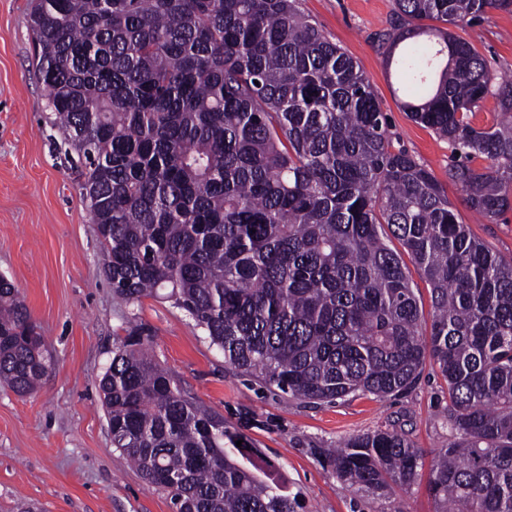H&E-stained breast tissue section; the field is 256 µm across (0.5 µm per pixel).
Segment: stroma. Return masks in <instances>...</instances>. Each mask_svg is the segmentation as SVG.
<instances>
[{"label": "stroma", "instance_id": "stroma-1", "mask_svg": "<svg viewBox=\"0 0 512 512\" xmlns=\"http://www.w3.org/2000/svg\"><path fill=\"white\" fill-rule=\"evenodd\" d=\"M28 8L29 0H0V276L19 289L52 365L31 395L0 386V506L32 501L41 512H172L166 495L113 448L100 397L113 339L133 321L153 329L158 359L187 392L247 437L251 460L296 500V512H436L426 480L378 497L350 488L314 454L356 434L399 428L432 459L449 438L448 384L435 361H425L402 395L308 405L240 376L172 301L113 298L80 193L81 171L46 109ZM298 8L370 81L394 145L442 181L472 236L512 260V212L495 223L473 212L448 179L447 140L402 107L386 65L389 47L380 39L395 0H298ZM474 37L493 71L512 76V14L490 12Z\"/></svg>", "mask_w": 512, "mask_h": 512}]
</instances>
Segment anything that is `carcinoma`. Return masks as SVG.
Wrapping results in <instances>:
<instances>
[{
  "label": "carcinoma",
  "mask_w": 512,
  "mask_h": 512,
  "mask_svg": "<svg viewBox=\"0 0 512 512\" xmlns=\"http://www.w3.org/2000/svg\"><path fill=\"white\" fill-rule=\"evenodd\" d=\"M492 10L512 0H396L383 37L415 82L405 110L448 140V178L490 222L512 211V79L431 22L466 29ZM28 19L113 296L167 290L238 373L308 403L405 393L432 358L451 428L428 470L436 512H512V261L395 148L369 80L296 0H30ZM488 96L511 120L476 128ZM389 238L431 286L427 331ZM151 343L143 324L114 338L100 383L112 447L173 512H295ZM50 360L0 277V384L29 395ZM315 454L379 497L424 466L396 429Z\"/></svg>",
  "instance_id": "carcinoma-1"
}]
</instances>
